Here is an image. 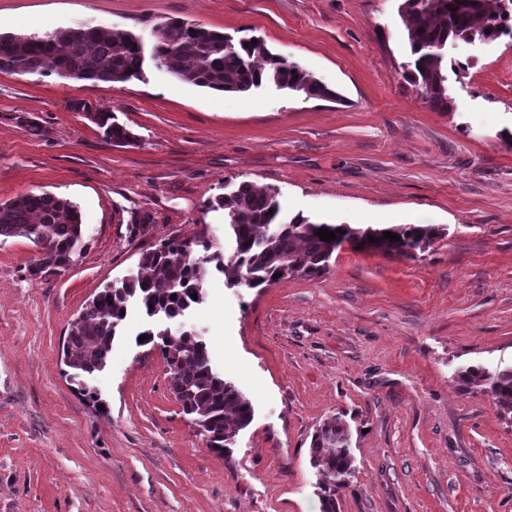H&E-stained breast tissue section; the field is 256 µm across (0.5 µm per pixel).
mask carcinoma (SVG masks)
Returning a JSON list of instances; mask_svg holds the SVG:
<instances>
[{
	"instance_id": "obj_1",
	"label": "carcinoma",
	"mask_w": 512,
	"mask_h": 512,
	"mask_svg": "<svg viewBox=\"0 0 512 512\" xmlns=\"http://www.w3.org/2000/svg\"><path fill=\"white\" fill-rule=\"evenodd\" d=\"M399 15L407 30L409 61L405 77L421 88L434 108L451 110L448 97L450 47L468 41H491L512 36V0H402ZM152 58L157 66L179 80L224 93L244 95L263 85L307 99H335L337 93L288 58L271 52L264 40L233 42L202 24L170 19L154 27ZM145 60L139 36L105 26L58 29L43 34L0 32V72L43 75L46 63L61 78L93 83H124L140 79ZM115 145L133 142L132 133L110 111L90 114ZM224 210L233 246L230 263L236 269L230 286L265 288L294 277L308 279L328 273L334 249L347 239L360 243L383 238L389 231L400 237L398 245L425 251L447 229L432 225L353 227L349 224L314 223L298 214L286 221L280 214L277 193L260 191L242 182L209 201ZM336 233L324 241L317 230ZM22 236L41 249L28 266L34 278L66 270L85 249L81 215L69 200L52 194H25L0 203V238ZM206 252L205 263L224 271V254L218 242L198 235L163 241L140 257L131 278L107 285L75 320L62 346L67 375L78 381L82 393L96 400L86 386L102 371L119 335L130 300L139 302L149 317H182L202 302L206 269L189 260L192 247ZM280 277L275 278L273 274ZM197 298H191V295ZM143 344L160 350L170 372L171 390L183 413L207 447L222 455L237 434L253 420L249 399L213 366L207 344L184 331L176 340L159 336L157 328L144 331ZM466 385L489 386L501 416H512V367L494 373L470 369L459 375ZM349 424L336 414L325 419L312 434L309 453L318 469L317 495L321 512H336V478L353 474Z\"/></svg>"
}]
</instances>
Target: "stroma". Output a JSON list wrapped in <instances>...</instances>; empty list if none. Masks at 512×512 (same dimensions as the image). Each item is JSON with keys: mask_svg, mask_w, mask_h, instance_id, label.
I'll return each mask as SVG.
<instances>
[{"mask_svg": "<svg viewBox=\"0 0 512 512\" xmlns=\"http://www.w3.org/2000/svg\"><path fill=\"white\" fill-rule=\"evenodd\" d=\"M399 0H0L36 33L105 25L152 48L176 18L263 39L339 93L240 96L152 59L126 83L0 72V202L52 193L78 207L86 249L33 278L37 253L0 239V512H319L309 445L344 414L354 473L336 512H512V419L460 370L512 366V38L462 54L441 112L407 81ZM83 110H76V103ZM136 136L106 141L87 109ZM248 182L287 216L447 228L410 259L347 240L329 272L266 288L208 273L183 322L252 402L229 453L210 451L170 390L150 322L129 303L86 400L64 374L71 322L143 251L200 232Z\"/></svg>", "mask_w": 512, "mask_h": 512, "instance_id": "stroma-1", "label": "stroma"}]
</instances>
